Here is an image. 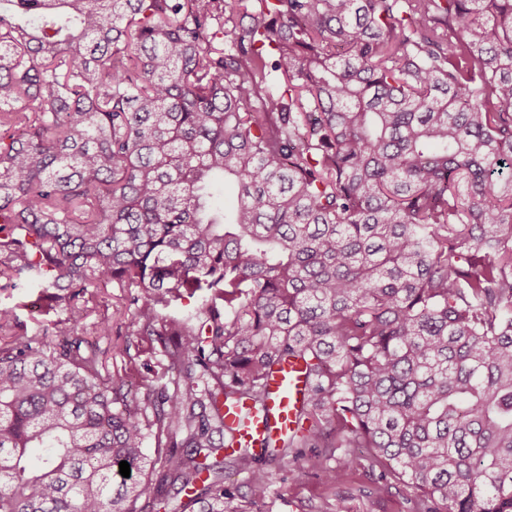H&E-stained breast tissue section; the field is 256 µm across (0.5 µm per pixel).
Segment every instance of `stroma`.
I'll list each match as a JSON object with an SVG mask.
<instances>
[{"instance_id": "obj_1", "label": "stroma", "mask_w": 512, "mask_h": 512, "mask_svg": "<svg viewBox=\"0 0 512 512\" xmlns=\"http://www.w3.org/2000/svg\"><path fill=\"white\" fill-rule=\"evenodd\" d=\"M125 289H101L85 325L108 321L110 331L90 335L103 362V373H126L134 389L145 393L157 387L164 357L157 341L135 335L131 317L124 308ZM41 293L36 288L0 289V306L15 307L18 322L0 328V345L12 340L19 331L34 332L53 322L64 326L66 312L48 316L42 310ZM270 485L255 494L247 471H230L225 486L236 490L244 512H405V499L411 494L396 480H382L378 471L357 467L352 475L336 487H327L321 476L298 475L288 467L269 465Z\"/></svg>"}]
</instances>
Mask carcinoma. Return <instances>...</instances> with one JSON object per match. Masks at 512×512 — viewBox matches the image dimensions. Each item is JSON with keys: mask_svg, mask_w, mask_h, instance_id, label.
I'll list each match as a JSON object with an SVG mask.
<instances>
[{"mask_svg": "<svg viewBox=\"0 0 512 512\" xmlns=\"http://www.w3.org/2000/svg\"><path fill=\"white\" fill-rule=\"evenodd\" d=\"M5 2L0 277L71 339L0 345V512H241L225 468L353 448L407 512H512V0ZM108 286L169 359L141 399L82 349ZM306 375L302 363H285L268 381L267 411L252 414L242 438L260 452L267 440L286 434L295 427L296 412L305 397Z\"/></svg>", "mask_w": 512, "mask_h": 512, "instance_id": "obj_1", "label": "carcinoma"}]
</instances>
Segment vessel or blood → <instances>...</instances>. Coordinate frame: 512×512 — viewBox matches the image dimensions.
<instances>
[{"mask_svg":"<svg viewBox=\"0 0 512 512\" xmlns=\"http://www.w3.org/2000/svg\"><path fill=\"white\" fill-rule=\"evenodd\" d=\"M306 387V375L301 363L291 362L275 370L268 381L267 409L253 415L243 430L245 443L259 451L266 441L291 431Z\"/></svg>","mask_w":512,"mask_h":512,"instance_id":"b4317fda","label":"vessel or blood"}]
</instances>
